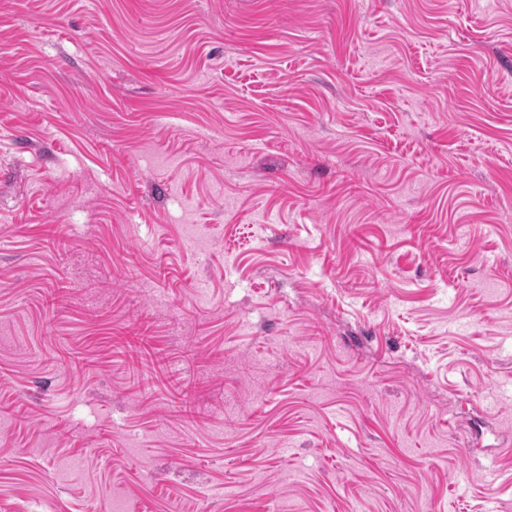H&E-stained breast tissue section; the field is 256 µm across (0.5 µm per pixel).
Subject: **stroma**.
I'll return each instance as SVG.
<instances>
[{
  "label": "stroma",
  "mask_w": 512,
  "mask_h": 512,
  "mask_svg": "<svg viewBox=\"0 0 512 512\" xmlns=\"http://www.w3.org/2000/svg\"><path fill=\"white\" fill-rule=\"evenodd\" d=\"M0 512H512V0H0Z\"/></svg>",
  "instance_id": "obj_1"
}]
</instances>
